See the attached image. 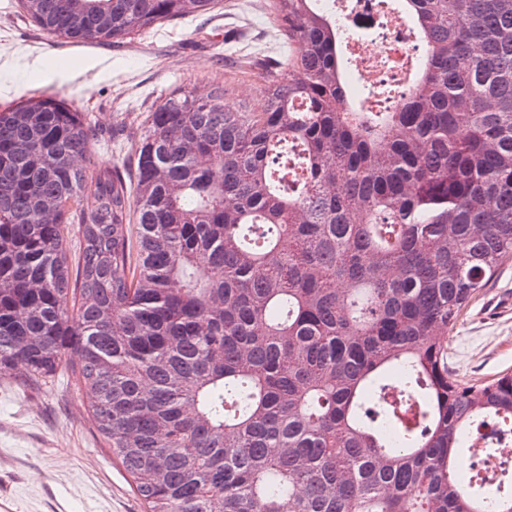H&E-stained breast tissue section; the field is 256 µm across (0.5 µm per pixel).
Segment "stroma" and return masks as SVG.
Here are the masks:
<instances>
[{
	"label": "stroma",
	"mask_w": 512,
	"mask_h": 512,
	"mask_svg": "<svg viewBox=\"0 0 512 512\" xmlns=\"http://www.w3.org/2000/svg\"><path fill=\"white\" fill-rule=\"evenodd\" d=\"M280 58L287 37L245 0L143 30L112 47L68 45L40 30L18 0H0V110L51 97L82 112L92 129V170L127 169L124 137L178 89H224L230 112L263 109L266 73L240 67L243 54ZM448 368L470 385L512 373V258L480 288L447 334ZM77 353L48 383L24 368L0 375V512H145L130 474L115 460L74 387Z\"/></svg>",
	"instance_id": "35a3bbf8"
}]
</instances>
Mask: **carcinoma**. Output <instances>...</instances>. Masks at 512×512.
<instances>
[{"mask_svg":"<svg viewBox=\"0 0 512 512\" xmlns=\"http://www.w3.org/2000/svg\"><path fill=\"white\" fill-rule=\"evenodd\" d=\"M399 2L425 52L390 111L350 97L315 0H276L296 48L263 111L179 89L127 177L76 165L64 103L0 111V373L77 351L148 512H512L456 469L462 436L512 432V374L461 382L445 338L512 257V0ZM213 5L18 0L66 44Z\"/></svg>","mask_w":512,"mask_h":512,"instance_id":"cac0c4a2","label":"carcinoma"}]
</instances>
